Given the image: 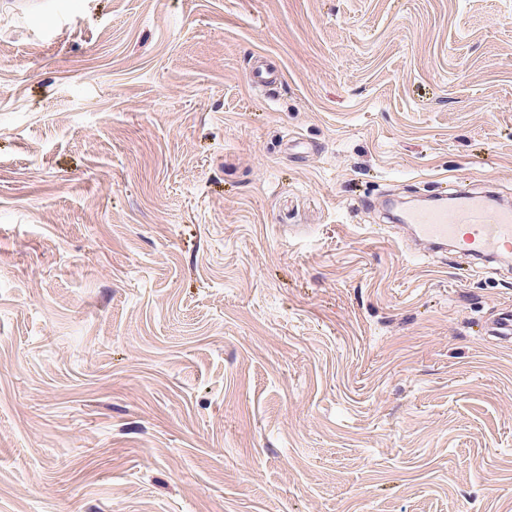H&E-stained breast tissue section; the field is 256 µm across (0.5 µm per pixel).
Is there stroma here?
<instances>
[{"label": "stroma", "mask_w": 512, "mask_h": 512, "mask_svg": "<svg viewBox=\"0 0 512 512\" xmlns=\"http://www.w3.org/2000/svg\"><path fill=\"white\" fill-rule=\"evenodd\" d=\"M449 184L512 0H0V512H512V255L382 210ZM282 73L265 55L255 57L248 72L249 82L253 86L270 87L281 80ZM481 330L486 335L510 340L512 338V312L506 309L503 310L490 324L482 325Z\"/></svg>", "instance_id": "1"}]
</instances>
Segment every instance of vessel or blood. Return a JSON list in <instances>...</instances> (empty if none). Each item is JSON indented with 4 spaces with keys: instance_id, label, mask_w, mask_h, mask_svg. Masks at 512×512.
<instances>
[{
    "instance_id": "1",
    "label": "vessel or blood",
    "mask_w": 512,
    "mask_h": 512,
    "mask_svg": "<svg viewBox=\"0 0 512 512\" xmlns=\"http://www.w3.org/2000/svg\"><path fill=\"white\" fill-rule=\"evenodd\" d=\"M282 73L267 56H256L248 79L252 85H276ZM412 236L444 250L456 245L463 253L477 260L502 256L512 250V209H490L484 195L453 193L451 198H438L427 206L405 210L402 218ZM484 334L498 339L512 338V312L502 311L498 317L482 325Z\"/></svg>"
}]
</instances>
